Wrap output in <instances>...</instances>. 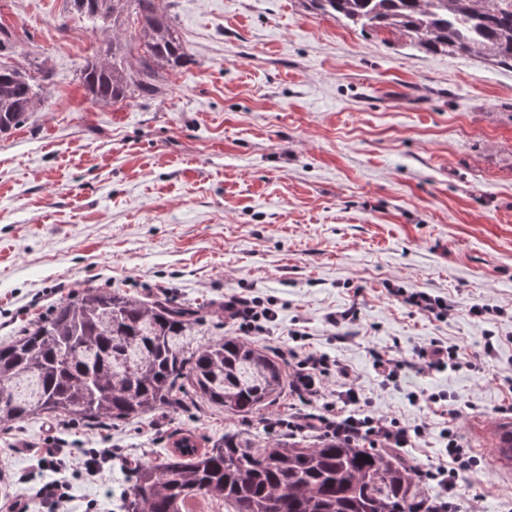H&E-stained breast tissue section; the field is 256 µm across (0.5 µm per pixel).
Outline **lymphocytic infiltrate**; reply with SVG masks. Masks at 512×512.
<instances>
[{"mask_svg":"<svg viewBox=\"0 0 512 512\" xmlns=\"http://www.w3.org/2000/svg\"><path fill=\"white\" fill-rule=\"evenodd\" d=\"M224 316L239 322L247 332L261 333L266 323L272 322L275 314L259 299L233 294L224 299ZM282 359L293 366L291 390L308 403H320L317 413L289 412L288 416L269 419V429H288L292 433L315 431L325 436H334L370 448H409L422 439L428 430L425 421L401 422L386 415L364 417L350 413L351 405L360 400L356 377L348 364L318 352H300L289 347L281 350ZM458 354L439 344L414 348L411 357L398 358L386 352L373 355V366L383 377L393 378L402 369L418 373L440 371L458 366ZM342 381L344 391L328 389V379ZM450 467H437L420 471L422 481H444L450 494L445 506L455 508L460 495L462 476L469 471V458L456 434L448 436Z\"/></svg>","mask_w":512,"mask_h":512,"instance_id":"lymphocytic-infiltrate-1","label":"lymphocytic infiltrate"}]
</instances>
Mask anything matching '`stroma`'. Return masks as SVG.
<instances>
[{
  "label": "stroma",
  "mask_w": 512,
  "mask_h": 512,
  "mask_svg": "<svg viewBox=\"0 0 512 512\" xmlns=\"http://www.w3.org/2000/svg\"><path fill=\"white\" fill-rule=\"evenodd\" d=\"M168 2L189 64L159 66L155 91L113 105L91 101L79 70L113 45L135 63L137 23L89 21L69 0H0V61L48 76L43 103L0 134V344L87 288L198 307L215 337L240 333L225 296L258 297L277 312L259 344L350 365L362 414L426 420L403 451L420 468L447 464L454 431L475 460L462 512H512V464L494 451L512 424V69L418 50L307 0ZM391 286L447 298L455 314L421 313ZM349 308L352 323H327ZM433 342L466 365L390 380L373 368V352L407 358ZM292 407L308 405L290 391L248 417L200 403L113 424H2L0 512H49L38 491L53 474L31 448L117 449L104 481L61 475L69 512H125L136 464L188 434L284 438L266 421Z\"/></svg>",
  "instance_id": "1"
}]
</instances>
